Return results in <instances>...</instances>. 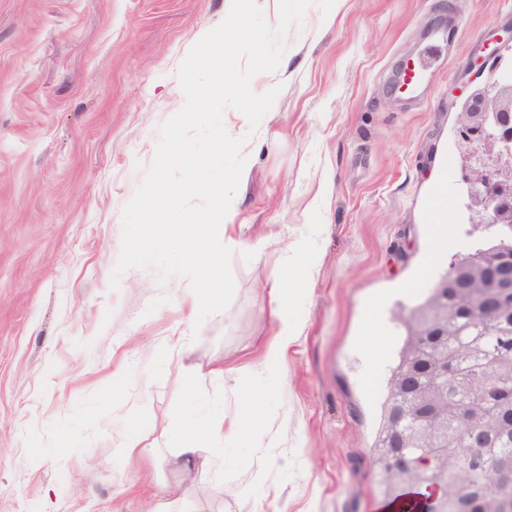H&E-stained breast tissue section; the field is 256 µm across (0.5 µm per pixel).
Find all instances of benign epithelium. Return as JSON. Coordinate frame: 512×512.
Returning a JSON list of instances; mask_svg holds the SVG:
<instances>
[{"label": "benign epithelium", "mask_w": 512, "mask_h": 512, "mask_svg": "<svg viewBox=\"0 0 512 512\" xmlns=\"http://www.w3.org/2000/svg\"><path fill=\"white\" fill-rule=\"evenodd\" d=\"M512 60L495 69L486 85L470 89L461 102L459 135L462 146L463 180L467 185V209L479 224H512ZM479 284L497 298L496 304L486 307L487 314L501 313L505 300L512 302V261L498 257L457 256L448 271L436 285L437 291L430 303L429 313L419 314L420 347L413 358L406 361L397 390H402L413 377L417 366L423 364L434 381H446L454 364L448 361V318L454 308L448 306L446 296L452 288L462 297L470 289L459 284ZM512 376V358L496 363L484 381L485 392H495V381ZM428 392L414 393L409 409L394 406L391 412L392 433L400 448L448 447V419L460 427H470L482 415L467 406L448 405V393L426 401ZM413 415L414 426L408 430L399 424ZM387 476L403 485L409 480L427 482L434 490L432 512H448V471L423 464L416 458L399 453L390 455L384 466ZM498 487L502 492L512 490V458L500 460L497 468Z\"/></svg>", "instance_id": "1"}]
</instances>
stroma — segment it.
Instances as JSON below:
<instances>
[{"mask_svg":"<svg viewBox=\"0 0 512 512\" xmlns=\"http://www.w3.org/2000/svg\"><path fill=\"white\" fill-rule=\"evenodd\" d=\"M232 0H0V512H376L369 448L384 372L361 348L395 330L461 254L469 231L456 105L512 39V0H338L283 38L278 88L246 137L248 171L227 201L241 242L230 306L196 326L185 278L134 268L112 283L122 210L185 103L178 71ZM429 58L417 98L391 82ZM320 254L291 314L287 376L224 377L258 363L269 286L297 287L286 250ZM180 347L159 362L160 344ZM271 387L250 440L173 463L186 423L242 409ZM147 448L130 459L134 439ZM277 459L263 470L257 458Z\"/></svg>","mask_w":512,"mask_h":512,"instance_id":"stroma-1","label":"stroma"}]
</instances>
